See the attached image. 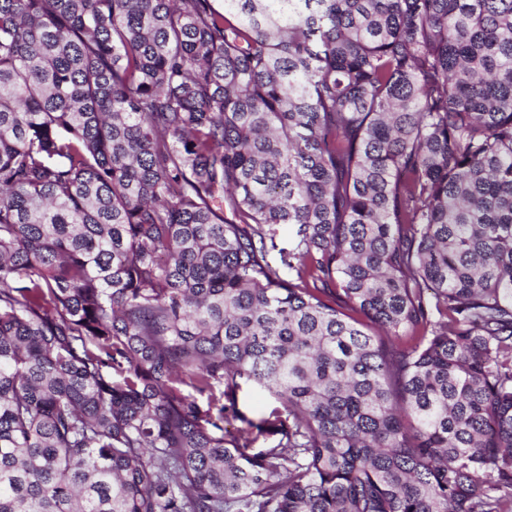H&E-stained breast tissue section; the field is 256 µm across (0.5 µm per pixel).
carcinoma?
Returning a JSON list of instances; mask_svg holds the SVG:
<instances>
[{"label":"carcinoma","instance_id":"carcinoma-1","mask_svg":"<svg viewBox=\"0 0 512 512\" xmlns=\"http://www.w3.org/2000/svg\"><path fill=\"white\" fill-rule=\"evenodd\" d=\"M214 2L0 0V512H512V0ZM273 405V400L259 387L242 384V388L237 391L236 407L255 422L267 416Z\"/></svg>","mask_w":512,"mask_h":512}]
</instances>
